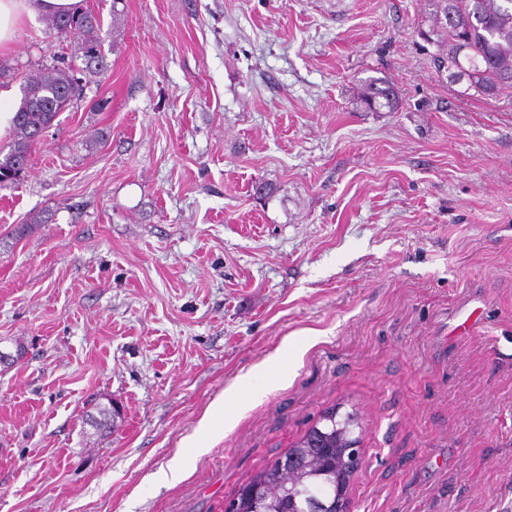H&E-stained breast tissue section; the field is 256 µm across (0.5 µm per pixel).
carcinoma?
Returning <instances> with one entry per match:
<instances>
[{"mask_svg":"<svg viewBox=\"0 0 512 512\" xmlns=\"http://www.w3.org/2000/svg\"><path fill=\"white\" fill-rule=\"evenodd\" d=\"M434 25L448 33V54L434 65L450 76H465L481 95L493 96L512 88V0H429ZM48 29L58 38H73L72 52L81 59L80 72L95 77L107 69L103 51V23L91 11L48 18ZM82 80L68 64L37 70L24 78L22 97L13 121L8 152L0 150V185L16 181L29 167L20 152L54 125L80 96ZM365 104L391 110L399 103L385 80L371 79L363 93ZM326 425L313 426L292 448L263 467L240 487L231 503L234 512H308L315 500L336 499L341 477L336 444L345 432H336V411L323 416Z\"/></svg>","mask_w":512,"mask_h":512,"instance_id":"carcinoma-1","label":"carcinoma"}]
</instances>
